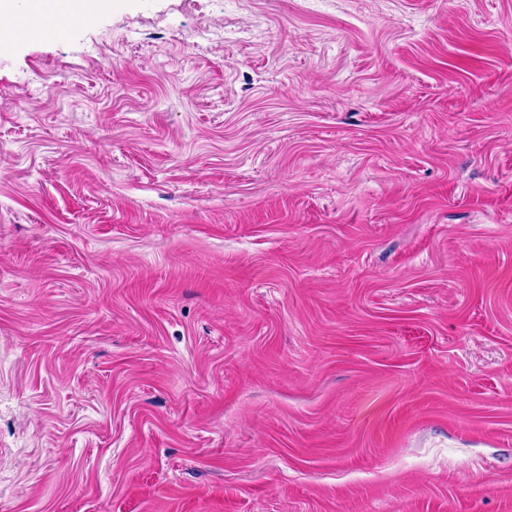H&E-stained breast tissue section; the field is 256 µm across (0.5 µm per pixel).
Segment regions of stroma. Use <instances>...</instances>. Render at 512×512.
<instances>
[{
	"instance_id": "obj_1",
	"label": "stroma",
	"mask_w": 512,
	"mask_h": 512,
	"mask_svg": "<svg viewBox=\"0 0 512 512\" xmlns=\"http://www.w3.org/2000/svg\"><path fill=\"white\" fill-rule=\"evenodd\" d=\"M0 512H512V0L0 50Z\"/></svg>"
}]
</instances>
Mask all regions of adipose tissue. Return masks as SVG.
Segmentation results:
<instances>
[{"instance_id":"adipose-tissue-1","label":"adipose tissue","mask_w":512,"mask_h":512,"mask_svg":"<svg viewBox=\"0 0 512 512\" xmlns=\"http://www.w3.org/2000/svg\"><path fill=\"white\" fill-rule=\"evenodd\" d=\"M111 5V0H0V31L13 42L28 38L42 16H55L66 28L85 26Z\"/></svg>"}]
</instances>
